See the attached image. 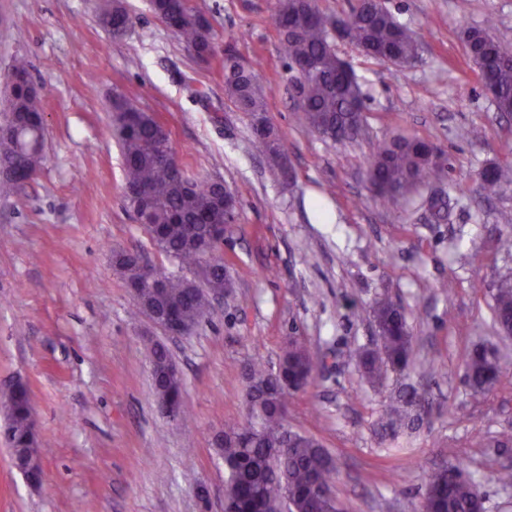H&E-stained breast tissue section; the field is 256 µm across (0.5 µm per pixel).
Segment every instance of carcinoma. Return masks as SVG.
<instances>
[{"instance_id": "obj_1", "label": "carcinoma", "mask_w": 512, "mask_h": 512, "mask_svg": "<svg viewBox=\"0 0 512 512\" xmlns=\"http://www.w3.org/2000/svg\"><path fill=\"white\" fill-rule=\"evenodd\" d=\"M151 8L184 43L197 53L216 51L212 27L190 0H151ZM103 27L114 37L124 35L130 17L123 0H112L100 14ZM279 49L289 74L288 82L303 101L298 108L304 123L321 137L345 143L355 140L349 130L358 125L364 112V97L354 75L337 74L338 56L331 31L341 26L347 41L366 57L383 60L395 57L393 65L406 66L421 57V40L386 8L369 0H354L342 16L325 14L319 0H278L273 17ZM469 60L475 65L482 85L492 94L497 111L512 113V49L504 46L489 31L471 28L463 33ZM10 76L9 111L23 114L28 130L44 129L39 93L33 88L28 64L14 61ZM224 94L240 111L253 117L264 116L267 103L253 68L244 65L232 45L224 48ZM112 127L123 156L124 184L141 188L150 203L136 214L147 221L145 230L167 255L198 274L200 256L186 240L185 225H195L201 238L210 236L212 225L230 224L234 212L218 205L217 192L207 182L194 181L187 190L177 186L160 158L162 126L138 108L129 98L115 94L111 102ZM253 143L274 168L281 152L274 143L280 136L268 123L252 125ZM443 152L420 137L393 136L382 141L366 162L367 180L380 198L391 204L418 192L431 180L443 177L437 159ZM21 170L32 167L20 154L14 140L0 138V166ZM512 184V166L490 165L481 171L480 194L485 199L497 196ZM166 283L158 292L146 291L138 311L148 307L167 311L181 323L194 328L205 317L212 290L229 294L233 288L225 263L207 277L208 289L189 291L190 280L164 274ZM494 294V323L505 332L512 329V278L504 276ZM379 330L375 349L357 353L361 376L372 384L380 383L387 371H403L413 360V336L400 307L389 298H380L370 309ZM276 373L260 361L245 366L244 376L250 401L246 403V424H224V459L227 478L224 502L231 512H280L287 493L290 512H339L338 503L319 491H333L334 465L320 442L308 435L295 434L284 442L288 396L311 383L312 365L304 346L293 341L283 348ZM502 366L495 354L477 348L465 365L466 385L474 392L493 387ZM155 397H183V383L153 381ZM426 398L417 391L400 390L386 406L382 428L414 429L421 420ZM6 409L11 446L26 445L32 424L30 388L21 384L10 390ZM483 495L479 485L466 474L461 463H450L432 470L425 483L420 512H478Z\"/></svg>"}]
</instances>
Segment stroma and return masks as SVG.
Returning a JSON list of instances; mask_svg holds the SVG:
<instances>
[{"label": "stroma", "instance_id": "35a3bbf8", "mask_svg": "<svg viewBox=\"0 0 512 512\" xmlns=\"http://www.w3.org/2000/svg\"><path fill=\"white\" fill-rule=\"evenodd\" d=\"M217 35L201 63L155 16L125 0L127 32L98 22L105 0H0V114L15 57L38 86L45 147L36 177L0 196V392L25 381L43 456L33 486L11 461L0 412V512H224V462L212 437L245 422L243 366L276 364L289 337L305 346L314 384L288 402V428L318 438L334 459L343 512H418L428 472L464 461L485 512H512V337L493 322L494 283L512 274V186L482 200L480 172L512 165V115L497 112L468 60L462 30L488 29L512 47V0H384L422 40L399 68L335 44L365 95L356 142L323 139L300 119L271 24L277 0H192ZM234 44L258 73L266 118L282 137L285 172L252 145L250 119L224 96L222 48ZM166 128L187 175L218 178L234 194L220 248L234 281L187 336L145 316L112 252H139L170 272L123 201L121 149L110 127L113 93ZM478 137L459 138L461 127ZM416 135L448 158L442 182L390 205L372 191L366 159L384 139ZM449 196L435 220L426 204ZM389 296L411 327L417 363L366 382L354 353L374 343L369 307ZM163 342L183 372L184 417L158 409L150 348ZM495 350L503 372L469 390L474 347ZM411 386L428 408L420 430L387 440L389 395Z\"/></svg>", "mask_w": 512, "mask_h": 512}]
</instances>
